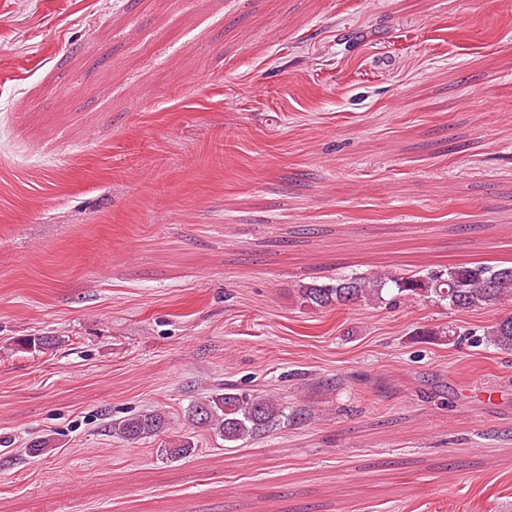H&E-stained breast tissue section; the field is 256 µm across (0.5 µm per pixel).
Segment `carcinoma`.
<instances>
[{"label": "carcinoma", "instance_id": "carcinoma-1", "mask_svg": "<svg viewBox=\"0 0 512 512\" xmlns=\"http://www.w3.org/2000/svg\"><path fill=\"white\" fill-rule=\"evenodd\" d=\"M398 299L425 297L445 303L457 311H469L502 301H512V266L496 267L482 263L451 266L422 276L393 273L372 276H343L334 283H309L300 288L303 303L313 308L347 306L382 298L383 291ZM490 344L512 350V315L497 320L484 331ZM188 417L213 430L224 441L235 443L269 433L288 419L286 408L267 396H249L231 387L219 390L196 403ZM168 417L160 411L137 414L112 424V434L137 443L164 433ZM193 452L186 438L172 439L160 449L163 457L178 461Z\"/></svg>", "mask_w": 512, "mask_h": 512}]
</instances>
